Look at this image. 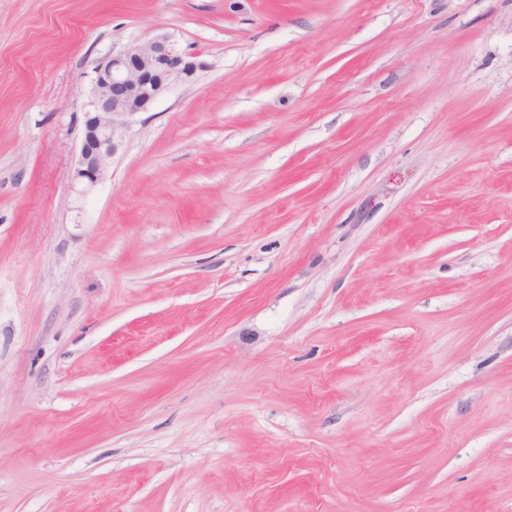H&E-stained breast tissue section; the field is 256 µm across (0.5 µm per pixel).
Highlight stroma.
I'll list each match as a JSON object with an SVG mask.
<instances>
[{"mask_svg":"<svg viewBox=\"0 0 512 512\" xmlns=\"http://www.w3.org/2000/svg\"><path fill=\"white\" fill-rule=\"evenodd\" d=\"M0 512H512V0H0ZM198 57L179 51L161 36L97 64L73 174L78 184L90 188L102 179L133 117L147 111L171 86L192 78L203 67Z\"/></svg>","mask_w":512,"mask_h":512,"instance_id":"stroma-1","label":"stroma"}]
</instances>
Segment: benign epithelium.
I'll return each instance as SVG.
<instances>
[{
	"label": "benign epithelium",
	"mask_w": 512,
	"mask_h": 512,
	"mask_svg": "<svg viewBox=\"0 0 512 512\" xmlns=\"http://www.w3.org/2000/svg\"><path fill=\"white\" fill-rule=\"evenodd\" d=\"M203 67L198 55L156 37L100 61L94 70L89 111L78 151L74 180L95 186L117 153L133 117L145 112L171 86Z\"/></svg>",
	"instance_id": "7a95c632"
}]
</instances>
